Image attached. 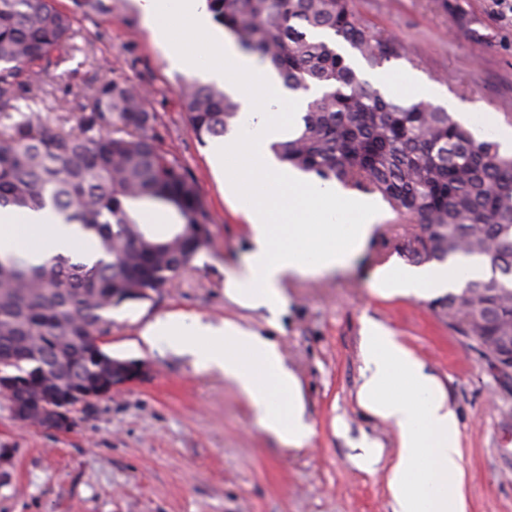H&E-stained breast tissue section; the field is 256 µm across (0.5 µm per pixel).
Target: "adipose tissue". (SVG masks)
Segmentation results:
<instances>
[{"mask_svg": "<svg viewBox=\"0 0 512 512\" xmlns=\"http://www.w3.org/2000/svg\"><path fill=\"white\" fill-rule=\"evenodd\" d=\"M146 26L172 65L202 73L241 105L246 128L212 144L209 162L224 193L247 220L250 249L240 271L224 283L227 295L249 308L278 314L285 307L283 282L346 267L364 249L382 211L370 197L352 195L285 167L270 145L294 128L303 102L284 88L270 67L217 35L206 0H138ZM51 233L53 249L80 245L73 228L50 212L0 209V254L38 260L39 242ZM482 259L432 268L382 267L374 284L385 297L427 298L466 278L484 277ZM149 347L190 352L205 370L235 381L258 424L291 448L313 434L297 377L284 364L277 343L227 319L214 324L170 315L142 332ZM365 367L357 403L369 416L397 431L386 475L392 512H467L458 414L448 392L424 363L383 324L362 327Z\"/></svg>", "mask_w": 512, "mask_h": 512, "instance_id": "adipose-tissue-1", "label": "adipose tissue"}]
</instances>
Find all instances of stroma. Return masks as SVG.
<instances>
[{"instance_id":"1","label":"stroma","mask_w":512,"mask_h":512,"mask_svg":"<svg viewBox=\"0 0 512 512\" xmlns=\"http://www.w3.org/2000/svg\"><path fill=\"white\" fill-rule=\"evenodd\" d=\"M58 5L75 13L76 40L92 48L43 76L49 103L59 112L73 107L93 79L142 85L159 116L162 148L198 184L211 238L157 306L112 312L103 349L144 363V377L79 408L66 432L22 423L0 399V512H392L385 472L396 433L356 401L366 318L390 329L444 383L460 420L468 512H512V381L492 372L477 345L449 328L430 300L384 299L373 289L375 271L399 262L411 224L385 209L348 267L285 281L288 306L280 317L234 303L224 281L243 265L249 236L181 104V84L199 81L200 73L171 67L137 0H112L108 12L77 8L75 0ZM351 5L361 21L404 44L406 57L385 71L417 74L433 88V104L472 106L463 120L482 133L512 128V17L493 0ZM169 314L234 319L273 338L301 384L314 429L308 445L289 448L265 433L222 373L145 345L141 331ZM364 440L387 452L370 470L353 460Z\"/></svg>"}]
</instances>
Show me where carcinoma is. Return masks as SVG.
<instances>
[{"instance_id":"1","label":"carcinoma","mask_w":512,"mask_h":512,"mask_svg":"<svg viewBox=\"0 0 512 512\" xmlns=\"http://www.w3.org/2000/svg\"><path fill=\"white\" fill-rule=\"evenodd\" d=\"M214 21L247 54L268 63L288 90L318 93L302 125L272 145L277 158L323 182L365 188L417 225L398 250L425 265L488 260L489 279L435 298L438 315L483 356L512 326V156L447 109L395 100L338 51L369 68L400 58L391 35L357 20L349 0H207ZM75 14L56 0H0V209L51 210L95 242L89 253L38 263L0 256V362L21 386L44 359L53 378L86 392L112 386L95 337L126 303L156 304L210 241L208 215L190 171L158 143L144 90L105 80L84 102L45 123L30 103L47 98L40 76L77 49ZM197 139L222 138L240 105L217 86L180 88ZM172 211L155 235L139 208Z\"/></svg>"}]
</instances>
